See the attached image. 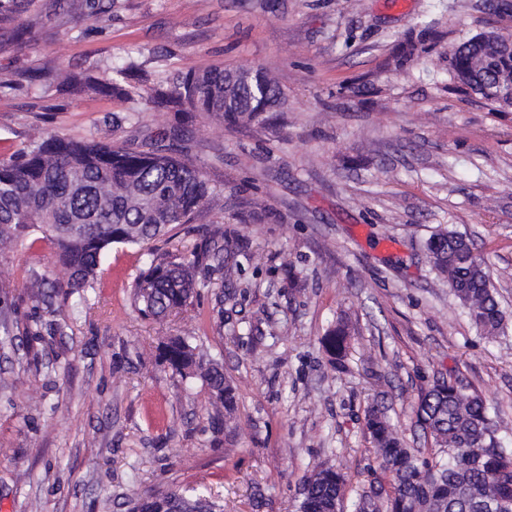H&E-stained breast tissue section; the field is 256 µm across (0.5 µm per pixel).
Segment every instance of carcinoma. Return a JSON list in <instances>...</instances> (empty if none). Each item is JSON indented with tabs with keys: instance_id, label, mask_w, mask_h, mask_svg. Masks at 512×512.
<instances>
[{
	"instance_id": "obj_1",
	"label": "carcinoma",
	"mask_w": 512,
	"mask_h": 512,
	"mask_svg": "<svg viewBox=\"0 0 512 512\" xmlns=\"http://www.w3.org/2000/svg\"><path fill=\"white\" fill-rule=\"evenodd\" d=\"M22 3L0 0V43L25 34L14 25ZM481 37L451 47V73L472 91L488 88L485 97L496 110H512V57L488 49ZM136 68L130 62L95 78L70 72L62 78L73 96L124 99L135 93L128 78ZM141 98L147 111L184 112L192 118L206 114L221 123L246 116L271 125L287 111L284 91L255 66L189 69L157 79ZM185 132L176 127L145 149L53 134L0 158V243L21 244L39 234L68 271L59 283L34 279L35 296L56 288L77 298L66 317L82 313L103 254L117 245L138 246L151 256L132 285V307L144 319L163 320L208 287L196 278V267L206 259L217 262L215 270L224 271L228 282L242 271L249 253L223 236L210 237L191 260L153 249L170 227L193 223L222 195L201 168L178 156ZM425 248L431 267L447 278L476 329L491 337L506 333L490 267L471 241L444 229L433 233ZM192 340L169 338L159 349V365L183 379L201 378L215 402L232 413L235 388L218 363L200 357ZM345 340L344 328L332 330L325 345L332 358L342 357ZM415 413L428 448L407 447L386 410L369 406L365 428L373 460L368 473L376 489L371 496L357 494L352 512H512V447L503 444L498 415L487 402L451 376L420 394ZM347 485L344 473L315 467L303 482L299 512H345ZM177 508L224 512L204 494L180 496Z\"/></svg>"
}]
</instances>
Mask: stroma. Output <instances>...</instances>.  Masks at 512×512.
<instances>
[{"label":"stroma","mask_w":512,"mask_h":512,"mask_svg":"<svg viewBox=\"0 0 512 512\" xmlns=\"http://www.w3.org/2000/svg\"><path fill=\"white\" fill-rule=\"evenodd\" d=\"M489 0H31L30 38L0 49V80L56 65L99 75L136 62V84L191 68L258 65L284 90L277 125L199 116L182 156L224 190V206L157 248L191 255L199 228L234 232L251 260L235 287L220 272L179 313L147 320L131 286L137 246L102 262L87 313L37 335L33 274L62 281L48 241L0 251V512H130L158 491L196 488L224 512H297L318 465L367 486L370 403L408 446L414 407L459 371L496 407L512 444V335L481 334L424 244L438 229L469 237L493 270L512 325V111L454 80L450 47L486 30L512 36V9ZM413 45L403 67L397 43ZM373 86L362 98L353 86ZM158 136L176 113L140 98L0 89V156L54 133L129 144L128 113ZM343 363L321 339L338 320ZM195 337L237 392L232 419L208 387L160 370L158 343Z\"/></svg>","instance_id":"obj_1"}]
</instances>
